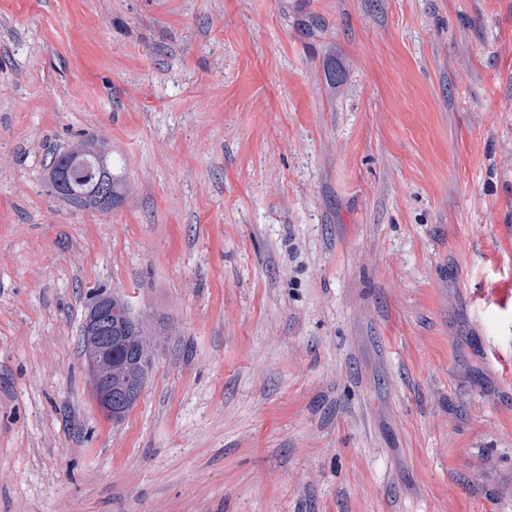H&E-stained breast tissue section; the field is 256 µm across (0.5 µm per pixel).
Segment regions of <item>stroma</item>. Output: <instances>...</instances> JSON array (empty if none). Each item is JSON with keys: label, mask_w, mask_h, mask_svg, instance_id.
Wrapping results in <instances>:
<instances>
[{"label": "stroma", "mask_w": 512, "mask_h": 512, "mask_svg": "<svg viewBox=\"0 0 512 512\" xmlns=\"http://www.w3.org/2000/svg\"><path fill=\"white\" fill-rule=\"evenodd\" d=\"M0 512H512V0H0ZM103 182L108 185L109 200L100 193ZM48 186L78 210H107L132 191L122 171L117 172L107 143L98 138L78 139L57 155L48 167ZM119 295L101 294L91 306L82 330V351L86 357L84 344L85 328L91 349L87 355V368L90 381V388L97 410L106 419L115 423H121L130 409L126 404V389L129 383L140 379L143 376L149 377L152 368V359L147 366L137 361H132V356L119 347H112V336H148L144 329L142 320L128 310L126 316L113 319L120 311L112 309L116 301L124 300ZM97 335V336H95ZM134 348L142 354L152 353L154 341L148 336L138 338L133 342ZM112 351L116 354V361L128 362L129 366L124 373L112 374ZM112 377V384L110 383ZM112 401L122 413L112 416ZM128 406V407H127ZM127 407V408H126Z\"/></svg>", "instance_id": "1"}]
</instances>
